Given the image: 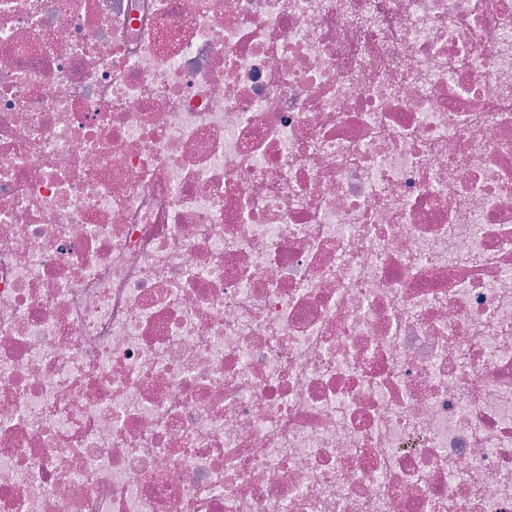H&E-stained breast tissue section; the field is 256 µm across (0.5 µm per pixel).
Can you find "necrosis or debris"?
<instances>
[{"label":"necrosis or debris","mask_w":512,"mask_h":512,"mask_svg":"<svg viewBox=\"0 0 512 512\" xmlns=\"http://www.w3.org/2000/svg\"><path fill=\"white\" fill-rule=\"evenodd\" d=\"M0 512H512V0H0Z\"/></svg>","instance_id":"1"}]
</instances>
